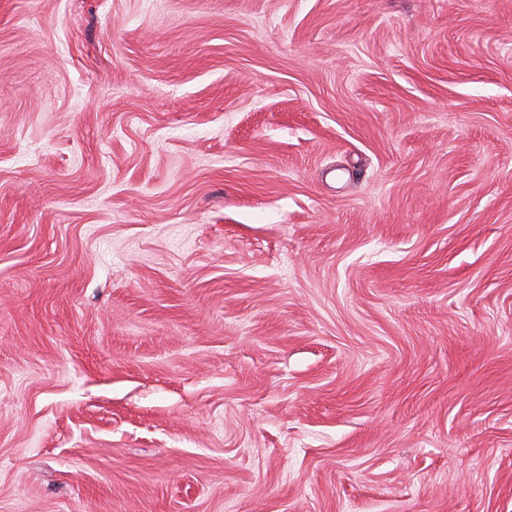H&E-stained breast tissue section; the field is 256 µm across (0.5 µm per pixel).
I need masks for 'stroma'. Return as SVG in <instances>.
I'll list each match as a JSON object with an SVG mask.
<instances>
[{"mask_svg": "<svg viewBox=\"0 0 512 512\" xmlns=\"http://www.w3.org/2000/svg\"><path fill=\"white\" fill-rule=\"evenodd\" d=\"M0 512H512V0H0Z\"/></svg>", "mask_w": 512, "mask_h": 512, "instance_id": "35a3bbf8", "label": "stroma"}]
</instances>
